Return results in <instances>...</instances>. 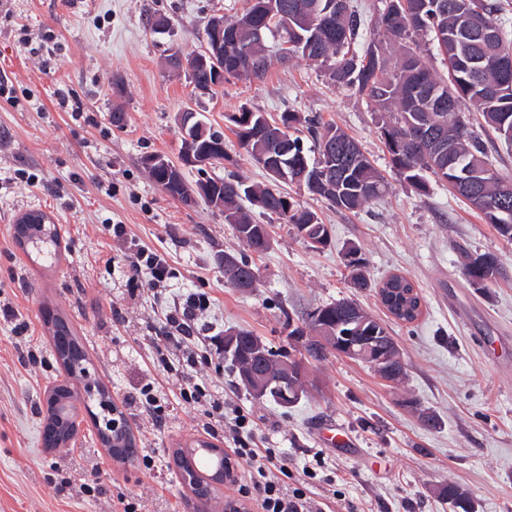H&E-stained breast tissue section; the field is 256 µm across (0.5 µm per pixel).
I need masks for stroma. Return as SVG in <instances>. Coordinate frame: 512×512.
Instances as JSON below:
<instances>
[{
	"mask_svg": "<svg viewBox=\"0 0 512 512\" xmlns=\"http://www.w3.org/2000/svg\"><path fill=\"white\" fill-rule=\"evenodd\" d=\"M242 4L0 0V80L13 91L0 95V304H11L29 323L45 360L37 370L25 365L15 321L0 318V512H114L121 495L147 512H225L236 482L248 474L234 467L206 500L183 483L173 456L207 439L205 410L177 403L181 381L159 365L149 330L161 325L175 299L194 292L210 298L201 318L210 334L245 329L273 351L304 361L305 392L287 409L254 399L229 367L222 376L199 373L195 380L251 414L257 446L281 453L288 486L303 488L316 512H456L440 494L448 483L465 490L472 512H512V238L447 184L431 182L420 196L393 175L380 113L331 85L320 63H276L264 79L229 78L205 95L169 68L170 50L185 57L200 51L207 19L234 16ZM153 15L169 19L168 33L150 29ZM243 105L336 125L388 180L383 197L355 212L289 186L328 225L331 244L314 249L291 226L269 220L270 247L255 260L259 285L247 292L224 282L219 256L247 248L223 213L172 199L142 164L155 153L178 160L177 117L192 108L223 135L235 173L267 183L228 120ZM116 107L126 114L125 126L112 123ZM28 174L36 186L26 184ZM31 211L58 227L52 266L15 243L13 226ZM107 224L126 225L135 244L167 257L174 276L166 287L129 296L126 256L104 233ZM353 246L372 289L347 284L345 253ZM466 252L496 259L493 284L469 280ZM393 273L418 286L423 307L415 322L390 316L375 290ZM348 297L394 338L406 364L400 383L340 355L308 356V339L296 328L316 308ZM47 308L62 314L81 340L92 377L109 390L136 439L135 461L113 460L84 412L65 450L45 448L47 396L70 381L43 320ZM151 382L174 402L158 425L135 402ZM421 408L438 417L439 427L423 424ZM327 420L341 424L356 456L319 438ZM86 483L97 484L98 493L85 495Z\"/></svg>",
	"mask_w": 512,
	"mask_h": 512,
	"instance_id": "obj_1",
	"label": "stroma"
}]
</instances>
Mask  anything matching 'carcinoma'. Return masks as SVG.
Returning a JSON list of instances; mask_svg holds the SVG:
<instances>
[{"mask_svg":"<svg viewBox=\"0 0 512 512\" xmlns=\"http://www.w3.org/2000/svg\"><path fill=\"white\" fill-rule=\"evenodd\" d=\"M273 13L258 11L257 0H244L242 12L226 22L224 30V72L237 79L260 80L270 66L265 45L253 37V30L262 26L279 43L288 44V56L279 57L287 63L294 57L316 61L326 67L328 79L337 87L348 88L370 104L377 112L389 115L382 120L380 133L391 156L393 168L418 194L429 190L427 174L451 184L459 171L466 168L490 175L474 186L483 193L493 206L484 208L481 214L486 223L494 225L504 235L512 237V196L500 197L499 182L512 178L501 175L489 161L482 140L469 127L464 110L481 113L485 123L496 134L512 130V71L501 75L495 67V50L486 47L462 32V17L470 12L478 13L483 21L498 30L502 41L512 46L498 22L500 5L496 0H378L376 14L371 19L349 8L341 16L324 18L310 25L303 14L311 5L323 12L327 0H265ZM417 4L422 9V24L412 28L407 22V12ZM297 17L294 27L286 24V18ZM376 36L383 34L389 45L371 40L363 54L351 51V46L363 32ZM441 56L446 75L437 73L428 63L431 54ZM431 113L433 124L443 140V147L428 157H414L401 148L398 138L424 114ZM456 120L448 122V111ZM243 121L235 124L234 133L239 146L257 163L262 157L256 153L258 141L254 140L257 126H262L266 140L288 139V156L283 164L292 168L307 163L310 170L336 167V183L325 195L336 209L354 211L380 197L386 190V182L353 138L332 124L307 121L310 146L291 133L302 123L295 112H283L279 119L269 120L263 112L240 107ZM191 127L203 129L205 137L199 148L215 158L214 164L231 161L224 151V138L211 131L207 123L195 117ZM336 140L334 158L323 151L326 139ZM212 195L224 203V222L231 225L236 237L255 254L268 250L270 243L266 227L243 208L248 201L264 215L274 216L283 224H291L298 234L322 236V247L329 245V231L319 222L317 215L303 207L290 194L271 186H259L230 174L226 177L208 178ZM27 234L16 238L24 249L39 250L57 245L58 235L53 222L26 225ZM235 262L224 264V279L231 286L244 278L257 286V268L243 255L234 256ZM477 259L468 258L465 267L471 282L484 286L493 281L498 273L496 262L484 267L476 266ZM350 276L356 288H367L364 262H348ZM382 304L395 318L405 322L416 320L421 314V298L414 283L400 274L390 275L378 287ZM358 305L350 299H341L322 307L326 312V325L335 330H345V325L357 319ZM51 324L56 354L60 363L77 379H83L86 371L85 352L70 327L51 312H46ZM77 393L68 386L53 391L48 402L46 428L67 442L71 439L69 414L76 409ZM99 436L110 448L112 457L132 460L137 454L134 439L126 432L118 434L110 429L108 415L100 412L97 417ZM181 472L196 479L195 464L209 462L216 477L226 474L224 456L215 454V445L198 441L195 445L180 449L175 458Z\"/></svg>","mask_w":512,"mask_h":512,"instance_id":"carcinoma-1","label":"carcinoma"}]
</instances>
